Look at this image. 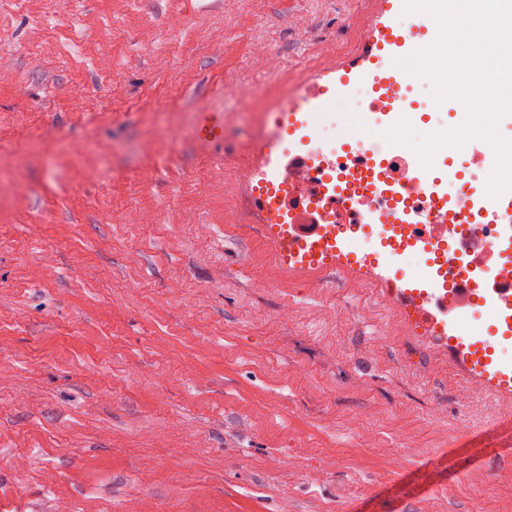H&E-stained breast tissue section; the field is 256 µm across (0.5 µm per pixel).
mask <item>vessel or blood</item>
I'll list each match as a JSON object with an SVG mask.
<instances>
[{
	"instance_id": "vessel-or-blood-1",
	"label": "vessel or blood",
	"mask_w": 512,
	"mask_h": 512,
	"mask_svg": "<svg viewBox=\"0 0 512 512\" xmlns=\"http://www.w3.org/2000/svg\"><path fill=\"white\" fill-rule=\"evenodd\" d=\"M403 8L404 0H379V9L366 29L360 50L343 63L319 74L280 107V115L288 119V146L278 155L260 152L257 163L248 173L249 179L256 182L250 196L262 223H277V214L281 211L295 216L300 213L290 198L272 199L268 189L279 183L282 171L308 165L309 158L300 149L312 135L306 124L308 114L345 105L359 112L377 114L387 127L407 115L409 107L401 90L411 83L412 77L396 66L395 61L423 47L426 36L432 32V18L425 13L404 14ZM405 152V146H389L388 154L392 160L401 162L402 173L372 184V194L389 198L406 194L415 187L436 204L440 217L457 211L463 215H479L485 223L498 225L499 231L482 260L471 259L469 252L458 250L455 268L459 280L480 282L491 278L500 266L512 263V193L493 199L479 190L465 201H458L450 193L447 179L430 176L414 159L406 157ZM337 186V181L330 179L326 182L331 210L355 215L362 225L380 224L386 220L394 224L419 221L418 212L407 209L384 217L379 208H367L359 205L356 199L336 195ZM279 258L289 268L300 270L349 262L384 283L400 301L407 303L413 298L408 289L399 285L397 277L391 276L389 268L349 247L339 250L324 246H286L280 250ZM450 313L448 298L444 295L433 296L418 308L423 327L447 345L450 356L467 376L479 380L484 388L511 398L512 363L493 357L483 336L462 338L452 335Z\"/></svg>"
}]
</instances>
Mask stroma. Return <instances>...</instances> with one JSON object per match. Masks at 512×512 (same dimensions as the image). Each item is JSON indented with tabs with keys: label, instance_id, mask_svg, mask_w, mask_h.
<instances>
[{
	"label": "stroma",
	"instance_id": "1",
	"mask_svg": "<svg viewBox=\"0 0 512 512\" xmlns=\"http://www.w3.org/2000/svg\"><path fill=\"white\" fill-rule=\"evenodd\" d=\"M377 8L0 0V512H512V400L250 209Z\"/></svg>",
	"mask_w": 512,
	"mask_h": 512
}]
</instances>
